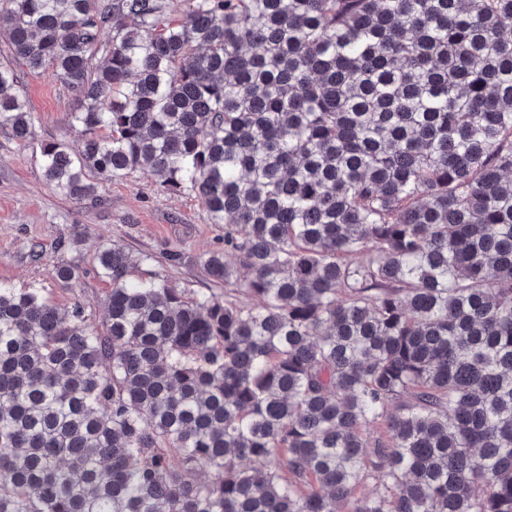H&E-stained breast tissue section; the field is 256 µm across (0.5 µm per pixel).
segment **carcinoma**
<instances>
[{
	"label": "carcinoma",
	"instance_id": "obj_1",
	"mask_svg": "<svg viewBox=\"0 0 512 512\" xmlns=\"http://www.w3.org/2000/svg\"><path fill=\"white\" fill-rule=\"evenodd\" d=\"M187 3L0 0V127L15 62L77 101L53 190L224 225L222 296L101 247L100 331L0 285V512H512V0Z\"/></svg>",
	"mask_w": 512,
	"mask_h": 512
}]
</instances>
